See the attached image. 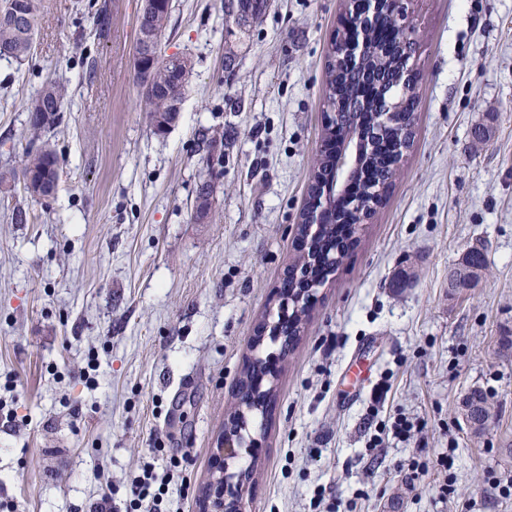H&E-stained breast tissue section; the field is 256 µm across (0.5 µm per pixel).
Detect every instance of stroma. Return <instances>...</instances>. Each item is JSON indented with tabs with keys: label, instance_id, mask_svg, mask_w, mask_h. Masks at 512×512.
Wrapping results in <instances>:
<instances>
[{
	"label": "stroma",
	"instance_id": "stroma-1",
	"mask_svg": "<svg viewBox=\"0 0 512 512\" xmlns=\"http://www.w3.org/2000/svg\"><path fill=\"white\" fill-rule=\"evenodd\" d=\"M172 3L162 48L193 68L167 133L134 76L142 0H43L29 58L0 61V168L43 143L60 161L52 196L0 193V502L125 512L132 479L175 455L168 505L199 512L243 367L272 356L256 452L230 463L256 468L249 512H512V0H412V145L287 353L254 336L295 255L343 0H269L245 33L224 0ZM50 81L61 121L34 135L27 103ZM473 246L487 270L449 295ZM472 388L495 410L480 436ZM399 416L419 424L403 442ZM448 450V473L405 481Z\"/></svg>",
	"mask_w": 512,
	"mask_h": 512
}]
</instances>
